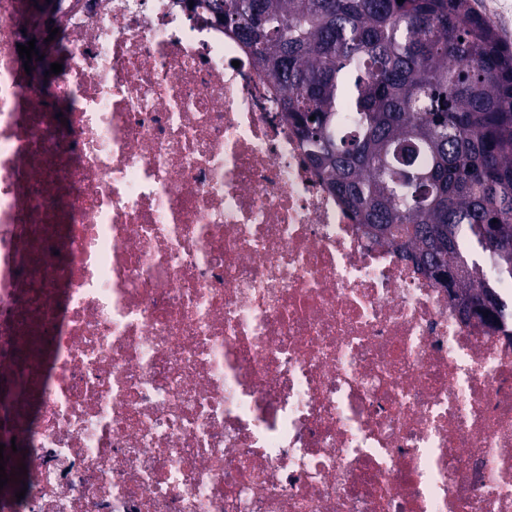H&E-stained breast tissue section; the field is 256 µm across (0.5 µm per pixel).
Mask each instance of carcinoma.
Segmentation results:
<instances>
[{
  "label": "carcinoma",
  "mask_w": 512,
  "mask_h": 512,
  "mask_svg": "<svg viewBox=\"0 0 512 512\" xmlns=\"http://www.w3.org/2000/svg\"><path fill=\"white\" fill-rule=\"evenodd\" d=\"M282 94L352 220L512 337V47L473 0H193Z\"/></svg>",
  "instance_id": "obj_1"
}]
</instances>
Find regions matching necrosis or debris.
I'll return each mask as SVG.
<instances>
[{"label": "necrosis or debris", "instance_id": "4bbe7bcc", "mask_svg": "<svg viewBox=\"0 0 512 512\" xmlns=\"http://www.w3.org/2000/svg\"><path fill=\"white\" fill-rule=\"evenodd\" d=\"M52 3L0 0V512H512V340L350 220L233 35Z\"/></svg>", "mask_w": 512, "mask_h": 512}]
</instances>
